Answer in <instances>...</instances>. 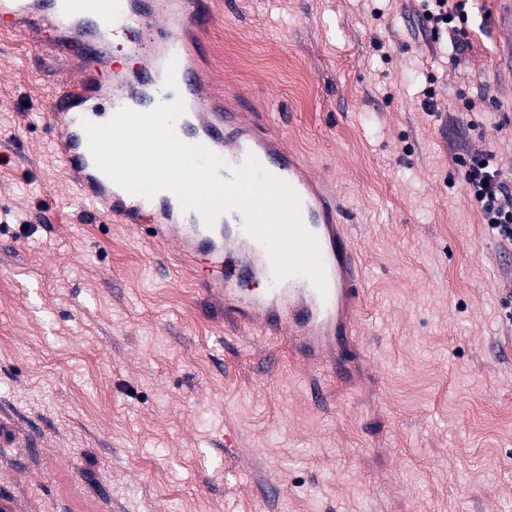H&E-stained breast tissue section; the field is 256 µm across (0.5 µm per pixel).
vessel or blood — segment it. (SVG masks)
I'll return each mask as SVG.
<instances>
[{"label":"vessel or blood","mask_w":512,"mask_h":512,"mask_svg":"<svg viewBox=\"0 0 512 512\" xmlns=\"http://www.w3.org/2000/svg\"><path fill=\"white\" fill-rule=\"evenodd\" d=\"M20 16L37 33L67 23L68 50L82 51L93 61L109 58L110 29L137 32L131 50L142 63L133 80H113L101 88V95L113 109L141 112L181 99L186 144L207 148L230 170L255 157L264 170L288 182L300 198L304 226L319 241L327 291L319 293L302 276L275 281L269 254L246 232L240 211H233L232 221L223 224H187L182 208L169 197L130 194L99 170L82 125L69 119L92 96L81 77L55 96L46 122L56 133L66 173L99 216L170 243L183 256L214 258L219 269L216 291L226 310L273 337L288 335L299 357L314 365H324L355 340L354 308L362 273L341 221L342 206L303 157L285 153L276 138L244 123L238 112L218 109L204 98L205 76L197 65L201 47L189 35L190 29L206 23L199 0H0V17L12 21ZM255 279L265 281L266 290L244 293L242 283Z\"/></svg>","instance_id":"b4317fda"}]
</instances>
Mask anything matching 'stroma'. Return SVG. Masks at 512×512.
<instances>
[{"label":"stroma","instance_id":"stroma-1","mask_svg":"<svg viewBox=\"0 0 512 512\" xmlns=\"http://www.w3.org/2000/svg\"><path fill=\"white\" fill-rule=\"evenodd\" d=\"M203 2L208 98L346 210L363 271L348 373L233 322L204 261L89 216L44 114L70 81H109L126 44L105 70L0 26V504L512 512V251L451 162L489 147L512 170V0H476L455 62L414 0Z\"/></svg>","mask_w":512,"mask_h":512}]
</instances>
